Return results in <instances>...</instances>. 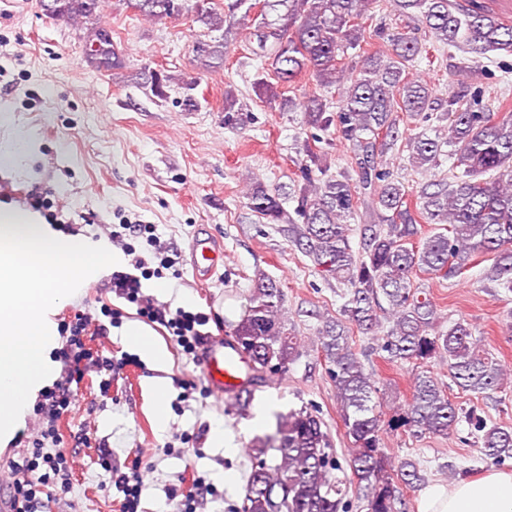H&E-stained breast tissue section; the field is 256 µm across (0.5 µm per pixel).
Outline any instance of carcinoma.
Masks as SVG:
<instances>
[{
    "label": "carcinoma",
    "mask_w": 512,
    "mask_h": 512,
    "mask_svg": "<svg viewBox=\"0 0 512 512\" xmlns=\"http://www.w3.org/2000/svg\"><path fill=\"white\" fill-rule=\"evenodd\" d=\"M392 11L407 19L390 29L377 21L379 0H263L257 23L259 48L271 59L277 79L293 85L306 73L322 86L346 83L329 109L319 96L299 102L304 123L327 131L336 126L354 154V173L327 175L323 155L305 147L307 162L293 183L295 216L281 205L279 189L257 183L246 195L247 207L274 224H288V239L324 275L346 286L339 316L323 321L318 341L336 388V402L354 453L341 461L310 408H292L280 416L271 435L250 448L246 493L233 512H404L394 480L415 490L425 476L412 460L393 467L381 448L378 389L365 373L352 344L351 328L369 333L380 325V299L391 309L392 326L377 350L390 362H408L415 374L406 415L389 423L415 437L446 435L465 414L482 454L498 463L512 459V427L488 425L471 410L450 400L443 384L423 370L431 360L448 363L459 388L491 394L501 385L498 360L473 338L472 327L457 321L436 329V309L416 288V271L452 277L478 253H491L487 278L512 292V105L503 99L497 111L481 106L488 89L470 87L469 98L448 93V109L437 119L446 134L417 133L407 142L409 165L428 170L440 156L452 160L447 181H429L410 191L394 176L386 155L399 138L403 119H432L433 87L409 71L430 51L455 49L467 55L468 69L484 67L491 54H512V25L503 22L487 0H389ZM101 0H39L49 18L86 29L93 42L107 30L98 26ZM127 7L153 20L172 19L186 0H126ZM257 0H226L217 12L196 5L197 20L210 31L244 24ZM428 39L418 36V31ZM373 36L384 47L369 49ZM348 57L352 64H341ZM151 91L165 96L168 77L143 68ZM449 150H443V147ZM321 178H312L313 172ZM364 210L362 251L350 245V220ZM442 231L421 244L419 221ZM284 292L268 277H258L232 336L259 374L280 373L300 356L297 337L282 319Z\"/></svg>",
    "instance_id": "1"
}]
</instances>
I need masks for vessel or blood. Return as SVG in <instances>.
<instances>
[{"label":"vessel or blood","instance_id":"b4317fda","mask_svg":"<svg viewBox=\"0 0 512 512\" xmlns=\"http://www.w3.org/2000/svg\"><path fill=\"white\" fill-rule=\"evenodd\" d=\"M190 265L197 280L211 278L224 265V247L212 235L198 233L189 247ZM200 370L212 394L230 401L244 392L251 374L245 355L221 336L205 337Z\"/></svg>","mask_w":512,"mask_h":512}]
</instances>
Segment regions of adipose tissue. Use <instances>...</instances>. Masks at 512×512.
Masks as SVG:
<instances>
[{"mask_svg":"<svg viewBox=\"0 0 512 512\" xmlns=\"http://www.w3.org/2000/svg\"><path fill=\"white\" fill-rule=\"evenodd\" d=\"M421 512H512V474L491 471L447 487L432 485Z\"/></svg>","mask_w":512,"mask_h":512,"instance_id":"ef3b65f1","label":"adipose tissue"}]
</instances>
